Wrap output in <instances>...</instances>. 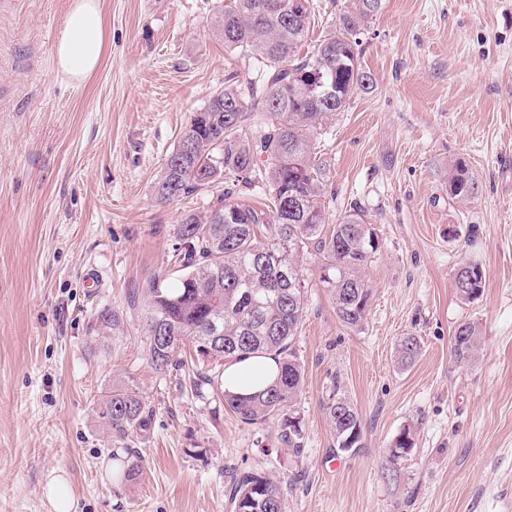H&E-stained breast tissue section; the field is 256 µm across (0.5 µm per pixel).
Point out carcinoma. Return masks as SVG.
<instances>
[{
	"label": "carcinoma",
	"instance_id": "cac0c4a2",
	"mask_svg": "<svg viewBox=\"0 0 512 512\" xmlns=\"http://www.w3.org/2000/svg\"><path fill=\"white\" fill-rule=\"evenodd\" d=\"M381 8V0H353L311 51H303L313 0H225L215 19L224 49L259 63L246 82L232 73L224 89L191 115L176 148L154 186L158 203L188 197L198 189L223 185L207 210L186 211L175 226L179 247L170 262L181 276H159L142 288L144 325L151 365L158 371H186L199 397L208 386L221 396L224 409L247 425L280 421L278 441L301 452L303 429L291 414L303 382L293 348L305 315L302 273L290 260L311 247L323 254L321 281L336 304V316L350 328L366 323L371 288L360 275L380 248L379 236L364 212L354 208L339 221L326 210L329 164L314 152L316 130L345 110L355 94L373 91L375 79L362 64L361 36ZM254 134L246 136V127ZM264 164H259V161ZM264 198L258 205L239 200L242 189ZM477 181L459 160L448 173V197L472 198ZM471 277L455 278L457 297L478 299L483 272L471 264ZM97 330L114 336L123 327L113 309L97 314ZM193 353L183 355L185 344ZM480 347L476 327L461 323L451 339L459 366L475 360ZM415 336L400 340L398 360L409 366L419 355ZM244 355H272L277 379L250 396L224 391L221 369ZM325 413L336 448L364 447L365 432L357 409L332 391ZM99 418L111 441L144 436L152 413L133 389L112 386L99 403ZM388 452L383 474L399 477L397 464L414 447L405 430ZM118 474L128 487L138 484V459L127 460ZM232 512H287L280 481L256 470L237 473L230 494Z\"/></svg>",
	"mask_w": 512,
	"mask_h": 512
}]
</instances>
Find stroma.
<instances>
[{
	"mask_svg": "<svg viewBox=\"0 0 512 512\" xmlns=\"http://www.w3.org/2000/svg\"><path fill=\"white\" fill-rule=\"evenodd\" d=\"M69 2L0 0V512H52L53 474L78 512H230L239 469L276 475L288 512H512V0H382L363 38L376 86L315 136L330 212L360 206L381 247L361 270L372 304L359 330L336 316L322 255H297V455L276 422L243 424L155 370L133 299L151 276L176 279L174 228L212 199L154 197L182 129L225 77L253 69L211 29L224 0H103L108 49L79 86L53 65ZM459 160L478 190L454 202L445 181ZM463 263L484 274L471 303L456 295ZM105 308L122 313L123 335H95ZM464 321L481 346L461 367L450 341ZM409 334L420 352L404 367ZM117 383L153 414L131 442L133 487L98 417ZM333 390L362 417L352 453L328 425ZM407 427L415 446L393 482L388 450Z\"/></svg>",
	"mask_w": 512,
	"mask_h": 512,
	"instance_id": "stroma-1",
	"label": "stroma"
}]
</instances>
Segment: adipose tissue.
Returning a JSON list of instances; mask_svg holds the SVG:
<instances>
[{"label": "adipose tissue", "instance_id": "1", "mask_svg": "<svg viewBox=\"0 0 512 512\" xmlns=\"http://www.w3.org/2000/svg\"><path fill=\"white\" fill-rule=\"evenodd\" d=\"M107 51V30L102 0H71L53 49L56 72L72 83L87 82L99 70ZM277 374L269 357L249 355L224 368V388L238 394L263 389Z\"/></svg>", "mask_w": 512, "mask_h": 512}]
</instances>
